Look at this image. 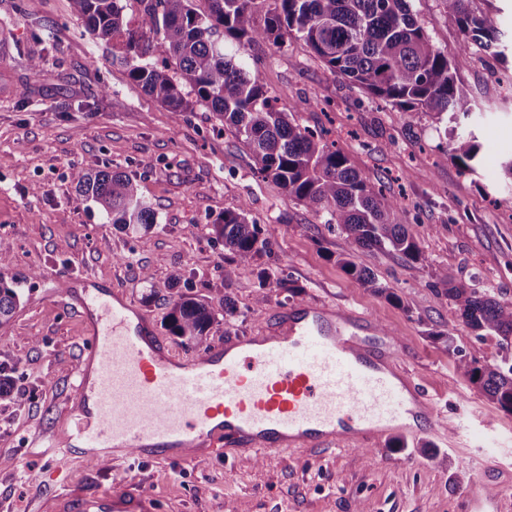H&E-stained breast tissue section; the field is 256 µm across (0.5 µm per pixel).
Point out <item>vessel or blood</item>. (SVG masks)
<instances>
[{"mask_svg": "<svg viewBox=\"0 0 512 512\" xmlns=\"http://www.w3.org/2000/svg\"><path fill=\"white\" fill-rule=\"evenodd\" d=\"M88 329L69 423L51 447L64 458L193 462L375 444L440 423L436 402L396 362L395 341L363 315L320 301L276 308L253 336L225 335L198 356H175L150 315L115 285L83 273L57 281ZM466 512H500L483 479ZM37 512H159L140 481H59Z\"/></svg>", "mask_w": 512, "mask_h": 512, "instance_id": "vessel-or-blood-1", "label": "vessel or blood"}]
</instances>
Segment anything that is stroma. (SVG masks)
Instances as JSON below:
<instances>
[{"label": "stroma", "instance_id": "stroma-1", "mask_svg": "<svg viewBox=\"0 0 512 512\" xmlns=\"http://www.w3.org/2000/svg\"><path fill=\"white\" fill-rule=\"evenodd\" d=\"M499 18L494 51L479 52L457 82L472 107L459 124L430 112H402L349 85L297 35L240 49L267 90L308 103L294 120L323 130L351 164L405 210L403 220L427 258L412 265L379 250L350 252L344 233L258 174L249 151L206 107L173 118L134 84L118 42L90 35L71 0H0V26L15 33L16 93L0 102V252L20 305L0 327V366L15 398L0 400V512H35L53 489L49 469L109 481L141 479L160 512H464L462 492L495 465L503 512H512V415L455 368L456 357L429 335L448 331L478 365L512 359V342L477 337L458 320L437 286L440 269L458 285L512 302V0H473ZM434 45L456 56L464 36L439 0H410ZM43 58L40 73L32 59ZM478 146L474 170L451 155L457 134ZM123 171L136 177L157 215L137 233L109 224L95 204L74 207L73 174ZM246 207L267 230L261 266L285 282L256 303L259 281L230 262L212 232L225 211ZM400 294L402 304L363 288L340 260ZM92 273L115 283L156 327L174 296L205 298L216 314L210 340L249 336L277 307L325 301L365 315L409 347L405 367L434 396L445 427L392 434L376 447L332 449L320 456L286 450L272 458L193 464L62 463L50 438L66 426L62 411L76 383L84 329L51 291L56 275Z\"/></svg>", "mask_w": 512, "mask_h": 512}]
</instances>
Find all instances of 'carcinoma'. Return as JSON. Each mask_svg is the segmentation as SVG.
Returning a JSON list of instances; mask_svg holds the SVG:
<instances>
[{
  "label": "carcinoma",
  "mask_w": 512,
  "mask_h": 512,
  "mask_svg": "<svg viewBox=\"0 0 512 512\" xmlns=\"http://www.w3.org/2000/svg\"><path fill=\"white\" fill-rule=\"evenodd\" d=\"M88 32L107 42L119 39L129 77L174 118L199 104L216 116L249 149L256 170L275 181L296 201L324 212L328 223L346 234L349 253L340 259L362 287L394 302L401 297L382 286L352 256L362 249L394 253L411 263H424L418 243L403 224L398 204L375 189L365 172L353 167L343 153L329 146L323 133L289 119L305 100L270 95L259 74L251 73L226 52L230 40L240 47L263 40L283 42L299 35L334 73L403 112L438 115L469 113L468 100L457 84V72L469 63L471 47L488 50L498 43L495 15L473 12L469 0H441L465 37L460 53H442L410 9L409 0H267L264 25L257 27L255 0H138L139 27H128L122 0H71ZM453 158L473 169L477 145L460 136ZM73 203H96L111 224L137 232L156 223V214L140 193L137 179L125 172L101 170L74 174ZM215 233L239 268H252L267 252L269 239L246 209L225 211ZM9 265L0 253V326L20 305L14 281L2 273ZM438 282L446 287L463 323L478 336L512 340V302L455 285L443 269ZM215 314L202 298L181 295L170 302L165 327L171 335L196 347L206 342ZM458 355L457 371L477 385L497 407L512 415V362L478 366L460 355L451 334L431 329Z\"/></svg>",
  "instance_id": "obj_1"
}]
</instances>
